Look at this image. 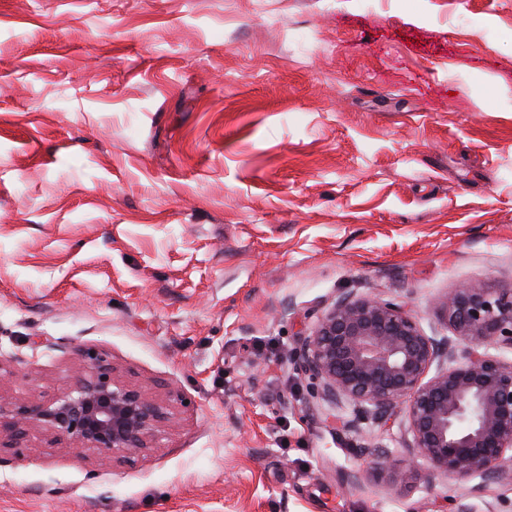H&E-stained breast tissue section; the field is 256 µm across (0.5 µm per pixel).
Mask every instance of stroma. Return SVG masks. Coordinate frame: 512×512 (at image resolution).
Wrapping results in <instances>:
<instances>
[{"mask_svg":"<svg viewBox=\"0 0 512 512\" xmlns=\"http://www.w3.org/2000/svg\"><path fill=\"white\" fill-rule=\"evenodd\" d=\"M512 289V0H0V396L82 352L174 422L137 464L34 428L0 512H512L378 477L297 351L344 294L431 336ZM360 481L347 483V473Z\"/></svg>","mask_w":512,"mask_h":512,"instance_id":"obj_1","label":"stroma"}]
</instances>
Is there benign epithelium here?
Listing matches in <instances>:
<instances>
[{
	"mask_svg": "<svg viewBox=\"0 0 512 512\" xmlns=\"http://www.w3.org/2000/svg\"><path fill=\"white\" fill-rule=\"evenodd\" d=\"M445 311L451 335L438 338L391 299L341 295L302 341L301 368L323 402L353 405L347 430L368 420L384 428L405 404L413 460L402 467L380 448L378 473L402 468L415 478L420 458L441 479L498 480L512 472V360L488 348L512 349V289L464 285ZM88 358L90 371L57 397L0 396V449L30 426L128 463L159 447L174 419L168 405L120 380L105 359Z\"/></svg>",
	"mask_w": 512,
	"mask_h": 512,
	"instance_id": "obj_1",
	"label": "benign epithelium"
}]
</instances>
